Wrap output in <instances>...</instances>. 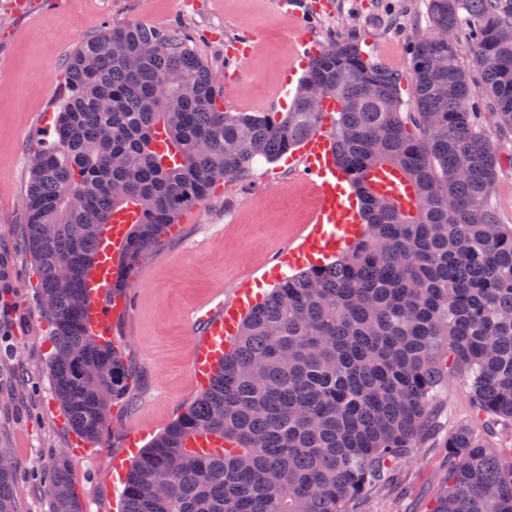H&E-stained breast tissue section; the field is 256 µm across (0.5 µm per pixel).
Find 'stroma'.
I'll return each instance as SVG.
<instances>
[{
    "instance_id": "stroma-1",
    "label": "stroma",
    "mask_w": 512,
    "mask_h": 512,
    "mask_svg": "<svg viewBox=\"0 0 512 512\" xmlns=\"http://www.w3.org/2000/svg\"><path fill=\"white\" fill-rule=\"evenodd\" d=\"M302 2L296 15L280 0H44L28 16L0 11V449L19 475V512H54L44 468L63 454L85 512H118L115 457L133 462L197 393L190 379L194 306L218 288L232 298L247 276H261L303 234L319 200L284 162L262 161L183 217L139 267L136 305L113 331L136 365L131 396L113 409L99 445L71 455L74 435L49 385L48 326L36 309L38 277L22 236L29 165L40 132L55 122L51 107L66 91L68 57L108 24L187 25L224 85L225 111L281 112L280 87L300 38L325 47L334 37H355L365 54L405 73L410 37L429 26L425 0ZM243 35L254 41L248 59L228 64V44ZM497 148L490 206L500 223L512 224V135ZM434 410L446 424L468 417L461 377L449 376ZM447 471V450L428 443L397 468L391 484L372 490L359 512H429Z\"/></svg>"
}]
</instances>
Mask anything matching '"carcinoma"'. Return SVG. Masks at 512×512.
<instances>
[{
  "label": "carcinoma",
  "instance_id": "cac0c4a2",
  "mask_svg": "<svg viewBox=\"0 0 512 512\" xmlns=\"http://www.w3.org/2000/svg\"><path fill=\"white\" fill-rule=\"evenodd\" d=\"M431 32L399 73L353 37L310 62L286 112H227L190 30L108 26L66 62L68 92L34 155L25 233L50 327V381L73 431L101 442L132 363L86 323L82 280L112 216L131 210L112 291L167 229L224 181L278 160L323 128L357 191L363 234L279 280L243 320L208 386L128 468L121 512H355L436 433L442 378L471 393L448 431V478L430 512H512V225L489 207L512 133V3L427 0ZM468 30L482 91L459 46ZM411 83L406 103L402 84ZM401 180L409 206L377 181ZM204 434L211 448H189ZM54 512H84L67 463L49 468ZM16 472L0 450V512Z\"/></svg>",
  "mask_w": 512,
  "mask_h": 512
}]
</instances>
